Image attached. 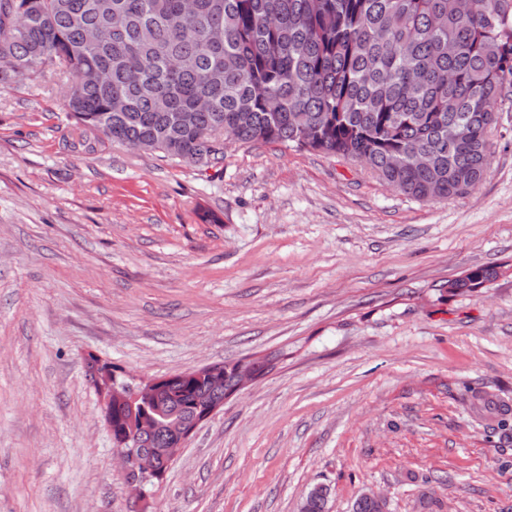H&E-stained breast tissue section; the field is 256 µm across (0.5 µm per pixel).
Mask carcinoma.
<instances>
[{
    "label": "carcinoma",
    "mask_w": 512,
    "mask_h": 512,
    "mask_svg": "<svg viewBox=\"0 0 512 512\" xmlns=\"http://www.w3.org/2000/svg\"><path fill=\"white\" fill-rule=\"evenodd\" d=\"M0 0V87L59 71L64 107L98 140L133 142L178 164L224 158V132L363 162L399 193L442 201L489 166L499 99L512 90V0ZM224 31L212 45L208 32ZM108 69V81L86 74ZM487 267L448 281L466 292ZM191 417L208 382H169ZM152 408H108L112 444L166 448V428L132 427ZM306 496L300 512H327Z\"/></svg>",
    "instance_id": "cac0c4a2"
}]
</instances>
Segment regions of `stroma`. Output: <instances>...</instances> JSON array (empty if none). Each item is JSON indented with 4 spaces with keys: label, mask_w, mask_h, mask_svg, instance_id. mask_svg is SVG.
<instances>
[{
    "label": "stroma",
    "mask_w": 512,
    "mask_h": 512,
    "mask_svg": "<svg viewBox=\"0 0 512 512\" xmlns=\"http://www.w3.org/2000/svg\"><path fill=\"white\" fill-rule=\"evenodd\" d=\"M54 71L0 89V512H512V93L467 193L224 145L87 149ZM214 212L206 224L199 209ZM488 266L469 293L449 280ZM143 381L269 358L135 497L89 358Z\"/></svg>",
    "instance_id": "35a3bbf8"
}]
</instances>
